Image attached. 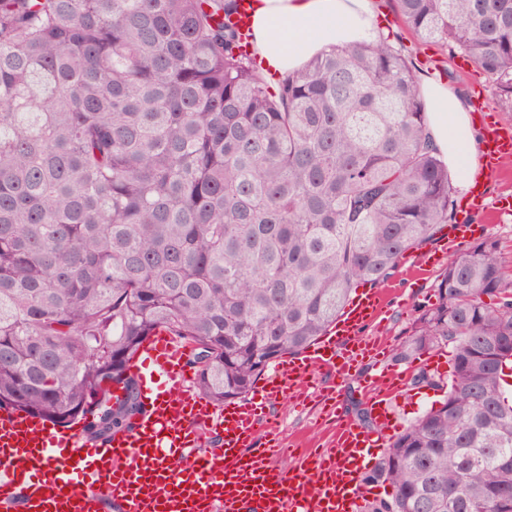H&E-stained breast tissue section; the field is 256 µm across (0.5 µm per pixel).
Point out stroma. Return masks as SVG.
<instances>
[{"mask_svg":"<svg viewBox=\"0 0 512 512\" xmlns=\"http://www.w3.org/2000/svg\"><path fill=\"white\" fill-rule=\"evenodd\" d=\"M377 15L389 20V40L409 58L417 77L434 82L440 81L444 71L455 74L452 91L460 94L469 106L484 104L499 120L507 115L500 107L488 77L476 66L462 65L459 57L435 45L419 43L413 34L395 17L392 0H372ZM429 245L410 250L400 258L397 267L386 282L396 291L392 305L383 319L366 328V335L378 338L384 346L381 359H364L350 374L336 383L335 413L326 415L321 405L313 401L296 403L283 400L276 404L273 413L277 419L279 438L287 448H324L329 444L338 419L355 420L354 403H367V384L381 371L382 364L390 363L393 350L406 341L412 333L417 317V305L433 301L437 280L445 268L449 256L463 252V245L448 248L446 255L428 259ZM426 369L435 375H447L449 370L447 350H430L410 364L399 365L404 378L395 395V428L384 430L383 441H390L396 427L406 425L421 413L431 401L437 399L436 391L412 388L410 380L417 369Z\"/></svg>","mask_w":512,"mask_h":512,"instance_id":"35a3bbf8","label":"stroma"}]
</instances>
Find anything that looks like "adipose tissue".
Listing matches in <instances>:
<instances>
[{"label":"adipose tissue","mask_w":512,"mask_h":512,"mask_svg":"<svg viewBox=\"0 0 512 512\" xmlns=\"http://www.w3.org/2000/svg\"><path fill=\"white\" fill-rule=\"evenodd\" d=\"M251 46L264 69L288 73L312 55L355 41L378 42L382 32L371 0H253ZM430 103L429 134L445 151L468 189L478 141L462 98L443 85L426 82Z\"/></svg>","instance_id":"ef3b65f1"}]
</instances>
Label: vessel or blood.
<instances>
[{"instance_id": "obj_1", "label": "vessel or blood", "mask_w": 512, "mask_h": 512, "mask_svg": "<svg viewBox=\"0 0 512 512\" xmlns=\"http://www.w3.org/2000/svg\"><path fill=\"white\" fill-rule=\"evenodd\" d=\"M511 156L512 126L486 122L485 168ZM501 213L488 207L483 183L474 182L448 238L466 242L485 230L473 216ZM391 300L360 289L325 336L276 365L246 399L221 408L193 391L186 346L158 332L133 366L145 411L104 442L89 443L77 426L51 429L30 414L0 411V512L17 504L23 512H99L107 497L120 512H363L362 476L378 438L340 420L330 447L303 449L287 473L278 465L281 442L270 408L281 398L303 400L316 372L341 377L353 362L379 356L380 342L361 331ZM401 384L399 373L387 372L369 385L382 427L395 417ZM213 432L220 437L214 446L206 440Z\"/></svg>"}]
</instances>
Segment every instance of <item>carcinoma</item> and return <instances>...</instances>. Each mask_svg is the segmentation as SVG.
<instances>
[{
    "instance_id": "carcinoma-1",
    "label": "carcinoma",
    "mask_w": 512,
    "mask_h": 512,
    "mask_svg": "<svg viewBox=\"0 0 512 512\" xmlns=\"http://www.w3.org/2000/svg\"><path fill=\"white\" fill-rule=\"evenodd\" d=\"M512 112V0H394ZM240 0H0V410L92 439L143 408L158 330L198 390L245 396L361 285L454 219L448 166L402 50L358 42L272 84L226 19ZM417 305L408 364L443 392L364 481L368 512H512V277L488 238Z\"/></svg>"
}]
</instances>
